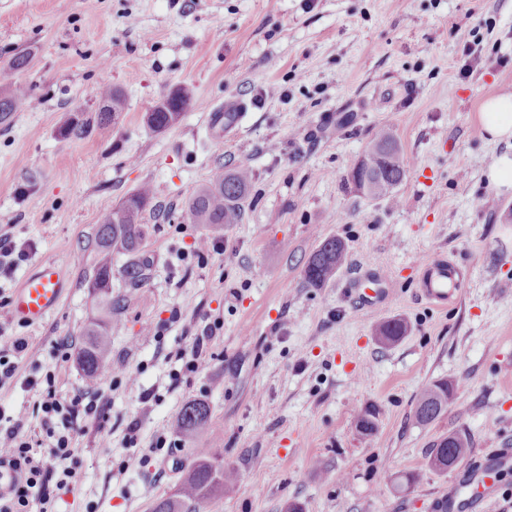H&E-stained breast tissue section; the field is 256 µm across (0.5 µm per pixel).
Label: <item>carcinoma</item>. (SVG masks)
Masks as SVG:
<instances>
[{
    "label": "carcinoma",
    "mask_w": 512,
    "mask_h": 512,
    "mask_svg": "<svg viewBox=\"0 0 512 512\" xmlns=\"http://www.w3.org/2000/svg\"><path fill=\"white\" fill-rule=\"evenodd\" d=\"M101 102L97 121L105 125L126 110V100L117 88L103 86L97 90ZM32 95L23 94L10 86H0V123L11 113L27 107ZM190 104V92L179 88L155 105L146 114L147 125L161 132L179 121ZM405 169L400 159L394 135L379 131L371 147L365 151L359 164V176L348 175L356 190L367 198L396 200L395 189L403 181ZM252 172L244 167L235 168L217 176L209 184L196 189L187 200V213L195 224H205L214 232L224 225L236 223L242 216L249 195ZM152 198L150 186L144 185L106 213L99 224L95 246L98 261L88 288L96 299L101 316L90 321L83 329L84 344L78 354V363L87 381L97 379L111 364L110 336H112V251L123 250L131 255L139 251L144 237L142 215ZM346 244L332 237L323 241L309 257L304 271L305 283L318 288L330 281L342 267L346 258ZM125 280L139 284L144 270L135 260L122 270ZM407 332L406 324L394 319L382 324L378 335L383 343H397ZM453 397V386L446 380L435 381L422 388L418 395L414 417L422 425L438 418ZM375 413L369 409L357 418L356 429L363 437L373 434ZM209 407L202 401H189L181 409L178 428L181 435L191 440L197 432L209 425ZM469 448L465 434L453 432L433 444L425 462L432 470H444L458 465ZM238 478L232 468H224L222 452L209 448L194 456L187 472L172 494L159 500L154 512H200V505L224 490V486Z\"/></svg>",
    "instance_id": "1"
}]
</instances>
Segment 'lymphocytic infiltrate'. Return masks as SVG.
<instances>
[{
  "mask_svg": "<svg viewBox=\"0 0 512 512\" xmlns=\"http://www.w3.org/2000/svg\"><path fill=\"white\" fill-rule=\"evenodd\" d=\"M101 384L82 386L70 400L60 401L53 390H46L39 407L48 417L60 420L51 431L56 451L51 459L36 456L33 447L23 439L24 415L9 417L0 428V468L14 472L15 479L7 493L0 494V512H26L30 499L49 502L65 489L74 476L68 461L70 433L79 417L97 415L100 411Z\"/></svg>",
  "mask_w": 512,
  "mask_h": 512,
  "instance_id": "lymphocytic-infiltrate-1",
  "label": "lymphocytic infiltrate"
}]
</instances>
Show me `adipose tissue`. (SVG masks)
Segmentation results:
<instances>
[{
    "label": "adipose tissue",
    "instance_id": "adipose-tissue-1",
    "mask_svg": "<svg viewBox=\"0 0 512 512\" xmlns=\"http://www.w3.org/2000/svg\"><path fill=\"white\" fill-rule=\"evenodd\" d=\"M479 119L485 137L503 146L486 172L487 182L498 191L512 189V94L488 99Z\"/></svg>",
    "mask_w": 512,
    "mask_h": 512
}]
</instances>
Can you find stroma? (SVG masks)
Segmentation results:
<instances>
[{
    "mask_svg": "<svg viewBox=\"0 0 512 512\" xmlns=\"http://www.w3.org/2000/svg\"><path fill=\"white\" fill-rule=\"evenodd\" d=\"M467 44L484 50L470 66ZM20 54L30 63L13 69ZM0 82L37 101L0 123V226L25 249L0 276V358L16 366L0 413L24 415L43 458L55 451L36 411L46 387L64 400L83 385L76 355L95 314L100 219L141 185L153 190L144 281L127 283L128 254H112V358L128 371L73 431V481L29 512H151L200 448L221 449L239 474L203 512H441L463 473L512 448V190L486 181L499 148L479 122L486 100L512 92V0H0ZM103 85L127 101L106 125ZM183 86L192 104L153 131L146 112ZM230 99L247 112L210 131L211 109ZM77 110L91 124L71 139ZM382 126L405 162L395 204L346 181ZM239 164L253 174L244 214L198 256L208 231L185 203ZM329 236L346 243V263L308 287L304 265ZM45 259L61 266L64 293L34 327L9 301ZM426 260L463 276L447 309L417 295ZM369 273L394 292L364 310L356 288ZM392 319L408 331L387 347L375 328ZM207 325L194 372L186 355ZM17 338L25 352L12 350ZM437 380L454 397L418 424L417 395ZM192 400L208 404L211 427L188 443L176 420ZM366 408L368 439L356 430ZM456 431L470 440L466 458L424 468Z\"/></svg>",
    "mask_w": 512,
    "mask_h": 512,
    "instance_id": "35a3bbf8",
    "label": "stroma"
}]
</instances>
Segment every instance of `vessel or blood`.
Segmentation results:
<instances>
[{
    "label": "vessel or blood",
    "instance_id": "obj_1",
    "mask_svg": "<svg viewBox=\"0 0 512 512\" xmlns=\"http://www.w3.org/2000/svg\"><path fill=\"white\" fill-rule=\"evenodd\" d=\"M461 285V279L449 271L446 262L425 263L420 290L428 304L440 309L447 308L449 301L459 293ZM63 289L64 280L59 264L52 260L41 262L14 293L11 300L14 316L31 326L44 323L58 308ZM389 297V280L379 278L373 280L371 291L361 292L359 302L362 308L374 309Z\"/></svg>",
    "mask_w": 512,
    "mask_h": 512
}]
</instances>
